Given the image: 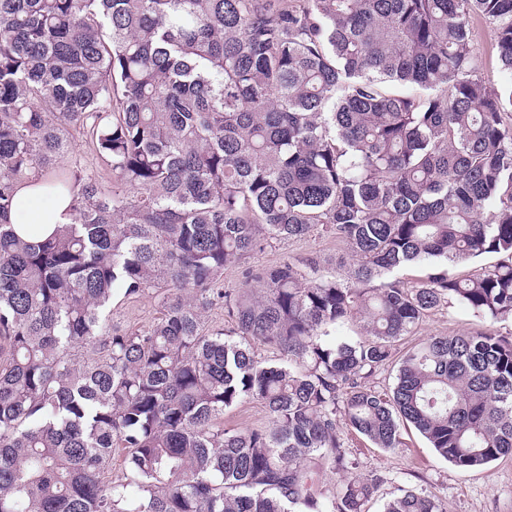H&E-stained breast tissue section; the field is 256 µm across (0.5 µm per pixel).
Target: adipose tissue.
<instances>
[{
  "label": "adipose tissue",
  "mask_w": 512,
  "mask_h": 512,
  "mask_svg": "<svg viewBox=\"0 0 512 512\" xmlns=\"http://www.w3.org/2000/svg\"><path fill=\"white\" fill-rule=\"evenodd\" d=\"M70 205L69 196L50 195L42 186L23 183L16 190L8 221L24 233H48L55 225L71 223Z\"/></svg>",
  "instance_id": "ef3b65f1"
}]
</instances>
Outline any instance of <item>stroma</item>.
Returning <instances> with one entry per match:
<instances>
[{"label":"stroma","instance_id":"stroma-1","mask_svg":"<svg viewBox=\"0 0 512 512\" xmlns=\"http://www.w3.org/2000/svg\"><path fill=\"white\" fill-rule=\"evenodd\" d=\"M71 149L61 162L80 163L93 170L103 189H111L112 172L106 162L87 143L79 131L70 135ZM316 259L324 276L343 274L350 257L335 238L310 236L301 240L273 243L251 253L242 264L227 267L223 284L241 287L243 270L260 272L285 260ZM159 315V306L151 294L136 299L116 294L112 302V322L122 329L145 330ZM480 322L470 312L459 307L440 306L418 326L414 335L403 337L399 351H406L430 336H446L479 327ZM350 461L357 463L359 472L375 474L383 483L372 501L369 512H383V506L397 487L426 488L443 501L446 512H512V459L492 461L479 469H462L444 460L414 428L402 430V444L392 451L376 448L363 436L348 430L344 433Z\"/></svg>","mask_w":512,"mask_h":512}]
</instances>
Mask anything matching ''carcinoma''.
I'll use <instances>...</instances> for the list:
<instances>
[{
	"mask_svg": "<svg viewBox=\"0 0 512 512\" xmlns=\"http://www.w3.org/2000/svg\"><path fill=\"white\" fill-rule=\"evenodd\" d=\"M510 113L512 0H0V512H367L382 479L341 423L384 450L411 425L461 468L512 458V335L431 336L372 386L443 304L512 318ZM71 128L110 191L58 166ZM29 180L73 222L18 235ZM313 234L351 253L344 275L288 260L221 287ZM486 254L507 259L455 273ZM118 290L160 317L113 326ZM214 305L232 334L204 331ZM353 320L365 339L331 336ZM244 400L269 423L224 427ZM326 466L348 471L331 495ZM385 512L445 509L401 487ZM471 27L475 46L483 62L482 76L484 80L491 86H501L504 84V75L496 61L491 27L478 17L472 18Z\"/></svg>",
	"mask_w": 512,
	"mask_h": 512,
	"instance_id": "carcinoma-1",
	"label": "carcinoma"
}]
</instances>
